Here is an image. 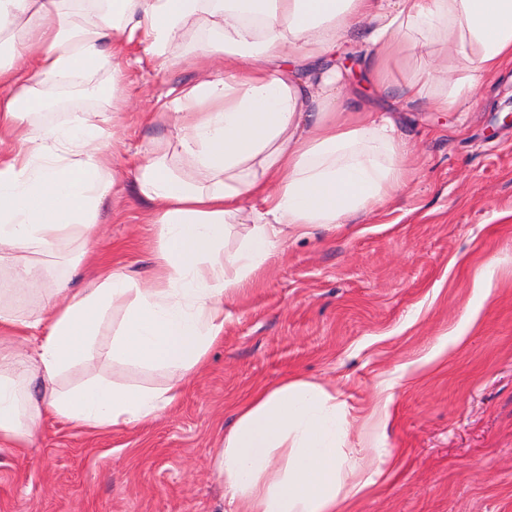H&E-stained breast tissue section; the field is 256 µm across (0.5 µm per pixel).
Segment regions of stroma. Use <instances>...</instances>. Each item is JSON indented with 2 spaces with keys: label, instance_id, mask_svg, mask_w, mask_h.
<instances>
[{
  "label": "stroma",
  "instance_id": "35a3bbf8",
  "mask_svg": "<svg viewBox=\"0 0 512 512\" xmlns=\"http://www.w3.org/2000/svg\"><path fill=\"white\" fill-rule=\"evenodd\" d=\"M213 36L188 22L168 49L173 65L129 46L79 79L81 96L52 104L49 83L45 108L22 115L43 128L89 113L109 133L115 180L92 250L142 282L161 242L134 173L153 144L175 143L157 105L199 80L188 56ZM361 95L397 109L414 157L405 187L353 228L315 224L289 238L225 302L223 338L158 419L90 432L52 418L29 448L0 451V512H231L212 459L236 404L287 376L335 387L350 447L393 452L351 512H512V70L465 112L403 104L393 88ZM81 247L66 240L39 254L44 277L22 297L0 266V303L37 313L57 282L84 288L95 270L71 264ZM443 343L446 357L421 366ZM93 377L153 389L169 380L102 356L60 384ZM384 399L386 424L367 426Z\"/></svg>",
  "mask_w": 512,
  "mask_h": 512
}]
</instances>
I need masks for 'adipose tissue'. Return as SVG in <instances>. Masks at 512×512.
Here are the masks:
<instances>
[{"label": "adipose tissue", "mask_w": 512, "mask_h": 512, "mask_svg": "<svg viewBox=\"0 0 512 512\" xmlns=\"http://www.w3.org/2000/svg\"><path fill=\"white\" fill-rule=\"evenodd\" d=\"M66 0H0V262L14 292L40 278L35 252L61 238L88 240L107 195L110 149L87 118L48 130L23 126L53 78L105 68L125 43L153 55L194 19L219 33L198 59L210 75L171 101L175 148L192 175L174 173L168 151L148 150L135 184L152 206L162 247L147 282L101 269L87 288L57 283L47 316L0 305V447L26 448L55 417L89 430L157 419L224 333V303L313 224H353L399 192L412 152L389 109L371 110L337 64L360 33L359 65L376 88L399 75L400 98L462 112L512 68V0H91L68 20ZM251 230L233 258L227 225ZM121 310L109 358L163 369L162 389L102 378L65 389L61 377L97 358L112 311ZM336 392L297 377L252 391L214 458L228 503L246 512H346L387 475L388 449L372 455L338 441Z\"/></svg>", "instance_id": "obj_1"}]
</instances>
